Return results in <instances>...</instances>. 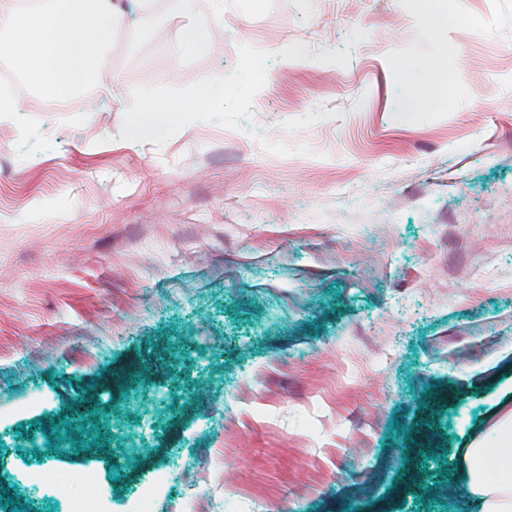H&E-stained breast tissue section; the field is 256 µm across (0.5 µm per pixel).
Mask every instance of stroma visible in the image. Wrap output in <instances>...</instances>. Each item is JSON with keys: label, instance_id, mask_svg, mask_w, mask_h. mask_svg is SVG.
I'll return each instance as SVG.
<instances>
[{"label": "stroma", "instance_id": "1", "mask_svg": "<svg viewBox=\"0 0 512 512\" xmlns=\"http://www.w3.org/2000/svg\"><path fill=\"white\" fill-rule=\"evenodd\" d=\"M112 99L0 118V490L130 512H464L512 408V0H226ZM208 87L142 140L117 102ZM114 391H99L108 374ZM82 492L73 494L67 484H55L58 495L65 497L70 504V512H105L102 500L96 492L97 476L93 472H85L80 476ZM167 481V474L160 472L152 484L143 487L132 505L134 512L153 511L154 504L159 498L162 489L167 484Z\"/></svg>", "mask_w": 512, "mask_h": 512}]
</instances>
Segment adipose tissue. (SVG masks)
<instances>
[{
    "instance_id": "adipose-tissue-1",
    "label": "adipose tissue",
    "mask_w": 512,
    "mask_h": 512,
    "mask_svg": "<svg viewBox=\"0 0 512 512\" xmlns=\"http://www.w3.org/2000/svg\"><path fill=\"white\" fill-rule=\"evenodd\" d=\"M209 96L206 87L136 104L133 138L149 136L177 112L200 111ZM462 485L467 512H512V410L500 416L488 433L462 454Z\"/></svg>"
}]
</instances>
